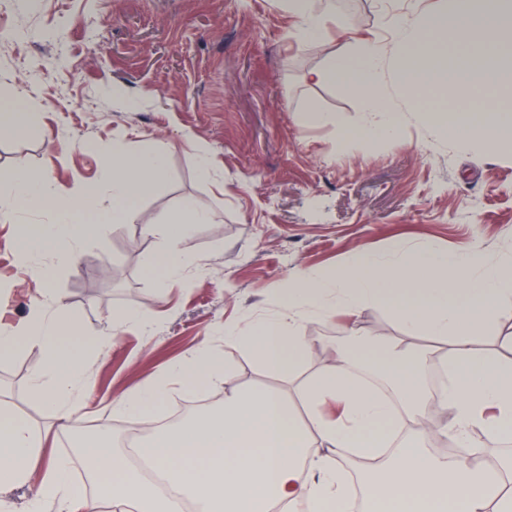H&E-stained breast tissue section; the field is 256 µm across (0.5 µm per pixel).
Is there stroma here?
<instances>
[{
    "instance_id": "stroma-1",
    "label": "stroma",
    "mask_w": 512,
    "mask_h": 512,
    "mask_svg": "<svg viewBox=\"0 0 512 512\" xmlns=\"http://www.w3.org/2000/svg\"><path fill=\"white\" fill-rule=\"evenodd\" d=\"M435 0H316L328 19L323 43L302 41L279 0H0V98L18 99L30 130L0 138V196L12 173H42L63 198L90 196L110 209L108 158L122 142L145 149L173 144L162 176L146 183L134 224H105L70 262L51 265L49 285L84 329L114 333L92 358L84 431L107 424L127 438L138 422L115 404L133 385L208 345L231 365L227 382L197 386L214 408L228 385L277 381L238 347L224 325L247 324L277 309V293L296 270L319 271L359 248L386 254L394 243L454 251L472 245L512 257V150L487 153L455 137H432L396 87L393 111L405 119L397 138L373 145L359 137V98L337 81L307 83L363 36L391 49L383 13L411 19ZM313 108L333 123L316 125ZM212 165L201 179L198 154ZM209 210L180 249L191 266L178 281L154 278L162 244L143 225L163 227L184 203ZM49 210L0 218V323L20 325L39 283L22 265L18 229L50 224ZM116 311L151 317V334L113 328ZM309 363L335 359L350 337L390 344L402 327L381 307L355 318L306 322ZM38 350L0 360V410L30 422L46 454L70 461L74 488L87 485L72 432L32 395Z\"/></svg>"
}]
</instances>
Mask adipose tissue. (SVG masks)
Segmentation results:
<instances>
[{"label":"adipose tissue","mask_w":512,"mask_h":512,"mask_svg":"<svg viewBox=\"0 0 512 512\" xmlns=\"http://www.w3.org/2000/svg\"><path fill=\"white\" fill-rule=\"evenodd\" d=\"M298 23L301 40L327 37L324 17L313 0H281ZM393 50L361 39L355 50L330 57L326 68L307 73L318 84L339 81L363 105L362 139L372 144L395 139L400 113L388 107L383 74L392 69L400 92L421 112L433 134L449 136L455 125L467 127L466 140L476 149L504 145L512 131V0H442L439 9L421 11L412 21L392 16ZM452 42L453 60L435 50ZM471 83L463 106L448 102L434 77L449 62ZM170 147L156 144L148 151L112 147V221L135 220L132 202L140 188L159 177ZM14 192L9 211L49 208L52 224L32 225L22 256L39 275L45 266L38 256L57 263L70 261L101 227L96 206L53 195L38 173L12 175ZM212 214L184 204L170 218L164 245L153 264L163 280L186 272L180 240L196 224L212 223ZM391 260L359 249L343 264L319 272L302 271L288 282L274 315L246 328L228 326L224 341L239 345L268 373L292 379L301 376L296 397L276 388L233 387L224 403L184 420L168 431L140 441L134 452L162 472L152 481L136 468L116 474L108 469L126 456L108 433L82 448L97 465V494L80 497L69 482V461L51 459L30 501L28 512H353L354 493L344 466L352 455L370 463L362 485L366 512H512V461L484 463L476 432L491 438L512 435V359L482 349L479 337L498 305L512 299V260L472 246L460 252L391 248ZM29 322L15 331L0 330V358L21 347L36 348L43 366L32 376L34 397L75 428L83 408L81 389L89 381L93 354L112 342L111 334L87 337L60 296L51 288ZM378 305L409 332H421L446 348L442 363L448 387L435 396L423 378L426 354L409 349L389 351L383 374L395 396L379 392L361 373V356L338 349L334 363L303 375L308 348L304 322L333 314L358 315ZM222 358L205 349L188 352L181 362L135 387L119 402V410L150 423L160 411L172 383L194 391L200 383L228 378ZM441 402L448 421L432 426L427 414ZM336 404L338 414L323 413ZM440 437L459 447L442 456L424 449ZM43 441L22 418L0 415V485L31 481Z\"/></svg>","instance_id":"ef3b65f1"}]
</instances>
